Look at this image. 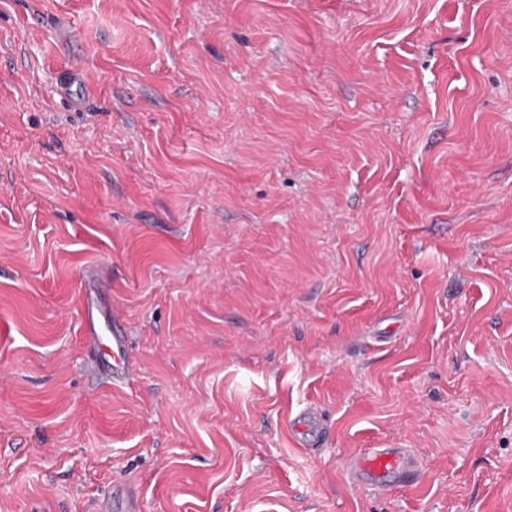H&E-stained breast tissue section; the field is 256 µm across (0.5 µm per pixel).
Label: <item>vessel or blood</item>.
<instances>
[{"label": "vessel or blood", "mask_w": 512, "mask_h": 512, "mask_svg": "<svg viewBox=\"0 0 512 512\" xmlns=\"http://www.w3.org/2000/svg\"><path fill=\"white\" fill-rule=\"evenodd\" d=\"M110 285L96 275L81 283L80 326L85 345L98 354L95 370L113 385L126 384L134 367L129 359L130 329L108 297ZM294 435L303 449L319 445L325 435L323 419L315 407L303 409L294 419ZM351 483L371 488L383 496L414 483L422 464L405 444L368 448L347 463Z\"/></svg>", "instance_id": "b4317fda"}]
</instances>
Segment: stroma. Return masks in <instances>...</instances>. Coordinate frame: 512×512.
<instances>
[{"label": "stroma", "mask_w": 512, "mask_h": 512, "mask_svg": "<svg viewBox=\"0 0 512 512\" xmlns=\"http://www.w3.org/2000/svg\"><path fill=\"white\" fill-rule=\"evenodd\" d=\"M89 267L132 331L119 388ZM390 440L420 482L351 486ZM118 487L512 512V0H0V512ZM110 288L98 273L81 282V335L85 345L98 353L94 368L101 378L121 386L134 370L129 359L130 329L108 297ZM294 435L304 450H309L321 443L325 428L322 416L315 407H307L295 417Z\"/></svg>", "instance_id": "35a3bbf8"}]
</instances>
